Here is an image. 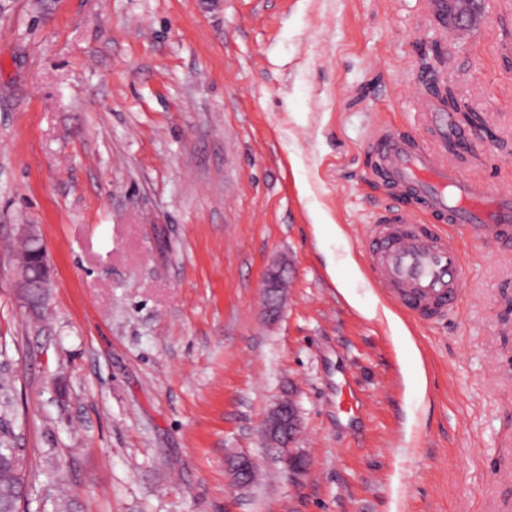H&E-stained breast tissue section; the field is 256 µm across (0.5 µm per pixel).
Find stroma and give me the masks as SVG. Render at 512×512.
<instances>
[{
  "instance_id": "obj_1",
  "label": "stroma",
  "mask_w": 512,
  "mask_h": 512,
  "mask_svg": "<svg viewBox=\"0 0 512 512\" xmlns=\"http://www.w3.org/2000/svg\"><path fill=\"white\" fill-rule=\"evenodd\" d=\"M436 2L0 0V379L40 473L24 512H512V249L456 230L458 311L395 329L360 243L391 198L372 129L437 141L432 49L482 118L465 150L457 120L449 161L512 187V0H484L467 37ZM26 224L54 280L36 321ZM289 397L294 477L263 434ZM287 264L280 262L267 274L263 282L262 298L270 315H276L281 308L282 295L285 287Z\"/></svg>"
}]
</instances>
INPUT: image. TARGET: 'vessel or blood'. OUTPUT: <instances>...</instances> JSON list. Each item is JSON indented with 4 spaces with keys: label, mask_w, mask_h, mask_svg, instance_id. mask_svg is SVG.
<instances>
[{
    "label": "vessel or blood",
    "mask_w": 512,
    "mask_h": 512,
    "mask_svg": "<svg viewBox=\"0 0 512 512\" xmlns=\"http://www.w3.org/2000/svg\"><path fill=\"white\" fill-rule=\"evenodd\" d=\"M373 180L393 190L363 244L371 283L415 320L432 323L461 299L465 262L443 225L474 229L482 243L512 247V189L489 191L409 133L375 128Z\"/></svg>",
    "instance_id": "vessel-or-blood-1"
}]
</instances>
